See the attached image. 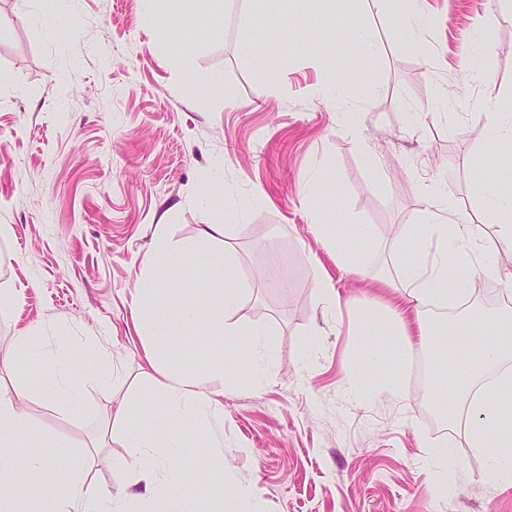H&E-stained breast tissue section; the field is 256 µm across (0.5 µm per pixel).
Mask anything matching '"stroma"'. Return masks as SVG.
Returning a JSON list of instances; mask_svg holds the SVG:
<instances>
[{"label":"stroma","instance_id":"obj_1","mask_svg":"<svg viewBox=\"0 0 512 512\" xmlns=\"http://www.w3.org/2000/svg\"><path fill=\"white\" fill-rule=\"evenodd\" d=\"M408 30L381 0H364L371 55L339 49L342 19L308 0H0V289L20 294L0 311V380L22 330L36 326L76 360L89 389L64 412L31 396V420L74 444L147 378L131 292L156 225L191 242L209 224L232 245L246 287L234 320L267 333L269 373L224 389L219 447L180 458L193 474L210 454L227 490H256L260 512H512V490L486 478L492 449L468 448L440 427L420 390L445 391L414 345L397 389L361 370L360 318L399 294L374 278L392 271L388 244L418 220L423 189L461 212L477 208L467 161L497 162L484 112L512 88V0H426ZM68 23L60 34L58 20ZM293 22L305 51L274 49ZM373 100H366L367 91ZM335 193L353 223L362 271L338 266L313 233L304 188ZM331 277L341 310L321 300ZM358 392H350L348 370ZM453 459L448 495L432 490L430 454ZM117 438L87 462L93 486L136 491Z\"/></svg>","mask_w":512,"mask_h":512}]
</instances>
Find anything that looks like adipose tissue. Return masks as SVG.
<instances>
[{"instance_id": "1", "label": "adipose tissue", "mask_w": 512, "mask_h": 512, "mask_svg": "<svg viewBox=\"0 0 512 512\" xmlns=\"http://www.w3.org/2000/svg\"><path fill=\"white\" fill-rule=\"evenodd\" d=\"M361 3L318 0L317 6L320 14L347 20L343 49L352 58L373 48L371 30L359 20ZM472 166L480 210L452 211L430 201L418 222L403 225L390 242L397 277L379 280L378 285L400 283L405 306L398 312L377 307L366 313L363 362L373 371L401 370L413 341L428 340L431 305L467 304L469 286L478 278L512 283V271L491 254L477 230L481 223L495 225L498 242L512 252V194L504 192L499 181L483 179L480 160H473ZM306 200L321 218L316 233L335 246L339 263L361 269L365 259L349 241L367 238L369 229L341 216L335 197L310 191ZM175 257L192 287L169 288L170 261ZM237 262L232 248L215 250L210 230L185 246L171 241L160 224L135 284L134 322L156 384L106 417L92 451L101 453L116 427H123L127 462L137 469L151 512H223L220 475L211 462H201L190 483L176 460L190 447H217L213 425L223 415L218 398L224 393L227 367L238 354L240 336L249 338L253 369L264 364L265 329H246L232 319L243 284L213 273L214 267L232 269ZM169 307L175 316L166 315ZM16 354L22 360V381L0 385V480L9 484L0 490V512H43L48 501L60 505L62 512H90L101 498L110 512H132L130 494L108 495L87 485L82 462L67 463L56 436L34 425L22 408L34 394L52 405L83 406L88 383L77 380L69 352L48 349L39 328L31 327L17 336ZM435 355L442 366L452 357L463 360L465 370L451 381L444 413L451 424L464 427L475 452L493 448L492 477L512 487V370L507 367L512 361V313L493 323L483 316H465L456 334L442 337ZM145 402L153 406L154 415L142 414Z\"/></svg>"}]
</instances>
